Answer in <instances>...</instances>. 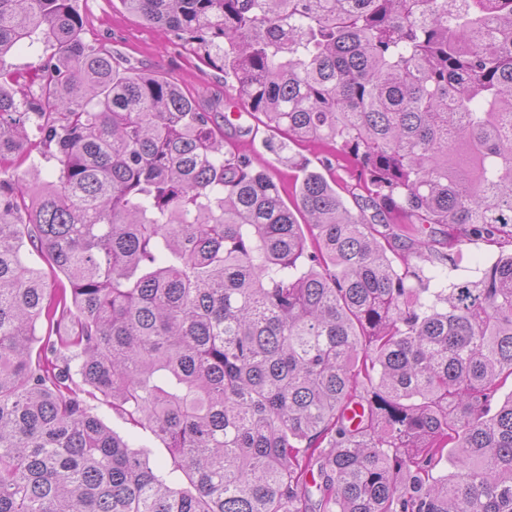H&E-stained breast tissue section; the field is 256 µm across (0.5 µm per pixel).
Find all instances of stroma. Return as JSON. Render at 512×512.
Instances as JSON below:
<instances>
[{"mask_svg":"<svg viewBox=\"0 0 512 512\" xmlns=\"http://www.w3.org/2000/svg\"><path fill=\"white\" fill-rule=\"evenodd\" d=\"M75 6L84 18L87 42L102 46L123 66L168 78L191 93L201 108L211 112L215 122L223 125L236 154L275 174L285 187V199L293 197L296 163L306 160L311 168L336 180L349 210L373 215L374 210L369 206L367 193L360 186L354 167L338 158L331 148L292 143L287 150L276 154L265 146L269 130L250 114H243L233 124H225V115L233 111L229 103L231 88L224 82L223 71L201 59L194 44L179 40L173 32L149 25L128 13L120 0H75ZM380 230L391 239L388 255L397 271L408 269L446 286L459 280L477 279L479 269L491 265L499 255L512 252V237L494 243L484 238H466L449 245L447 226L437 224L433 227L432 258L425 261L416 253L421 232L412 230L402 218L390 217ZM90 407L114 433L127 439L133 449L143 451L149 462L167 457L163 443L149 430L133 427L100 400H92Z\"/></svg>","mask_w":512,"mask_h":512,"instance_id":"stroma-1","label":"stroma"}]
</instances>
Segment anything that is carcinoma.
I'll return each instance as SVG.
<instances>
[{"label": "carcinoma", "mask_w": 512, "mask_h": 512, "mask_svg": "<svg viewBox=\"0 0 512 512\" xmlns=\"http://www.w3.org/2000/svg\"><path fill=\"white\" fill-rule=\"evenodd\" d=\"M120 2L380 211L512 235V0ZM83 34L73 0H0V512H308L312 485L316 512H512V254L414 285L336 182L302 163L286 203L193 96ZM7 62L18 70L20 82L25 83L35 94H39L40 87L44 83V73L39 70L37 58L31 56L24 49L16 50L7 58ZM92 413L98 416L114 433L127 439L133 449L143 451L150 464L167 457L164 444L149 430L135 428L120 415L112 411V407L98 399H88Z\"/></svg>", "instance_id": "obj_1"}]
</instances>
